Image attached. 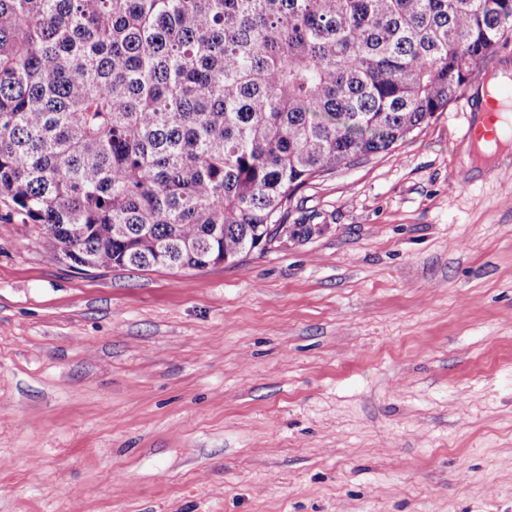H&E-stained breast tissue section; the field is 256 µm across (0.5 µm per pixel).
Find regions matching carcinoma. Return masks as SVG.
Returning <instances> with one entry per match:
<instances>
[{
	"label": "carcinoma",
	"instance_id": "1",
	"mask_svg": "<svg viewBox=\"0 0 512 512\" xmlns=\"http://www.w3.org/2000/svg\"><path fill=\"white\" fill-rule=\"evenodd\" d=\"M508 34L512 0H0V200L76 268L236 264Z\"/></svg>",
	"mask_w": 512,
	"mask_h": 512
}]
</instances>
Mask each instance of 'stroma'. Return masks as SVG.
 <instances>
[{
	"mask_svg": "<svg viewBox=\"0 0 512 512\" xmlns=\"http://www.w3.org/2000/svg\"><path fill=\"white\" fill-rule=\"evenodd\" d=\"M470 81L238 264L79 271L0 202V512H512V145ZM499 111V103L495 98H489L486 103L485 112L487 113V117L485 120L484 126L474 127L472 129L469 128V133L471 136H485L486 139L494 138L497 136V132L495 130V124L498 120V112Z\"/></svg>",
	"mask_w": 512,
	"mask_h": 512,
	"instance_id": "obj_1",
	"label": "stroma"
}]
</instances>
